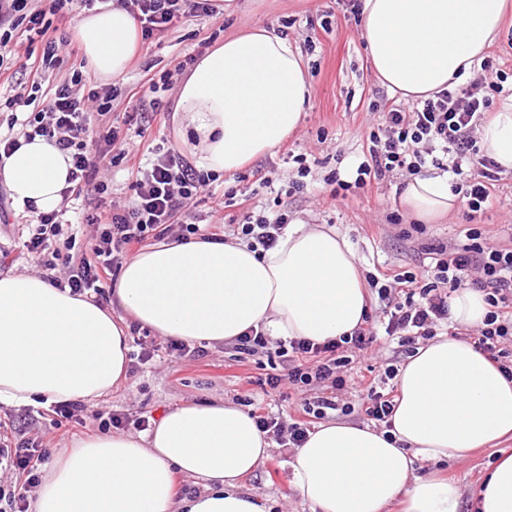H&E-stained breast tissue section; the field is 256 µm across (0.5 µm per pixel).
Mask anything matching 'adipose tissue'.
I'll list each match as a JSON object with an SVG mask.
<instances>
[{
	"instance_id": "adipose-tissue-1",
	"label": "adipose tissue",
	"mask_w": 512,
	"mask_h": 512,
	"mask_svg": "<svg viewBox=\"0 0 512 512\" xmlns=\"http://www.w3.org/2000/svg\"><path fill=\"white\" fill-rule=\"evenodd\" d=\"M512 0H363L360 25L380 83L407 99L473 74L498 39ZM82 53L103 78L123 74L140 33L123 7L84 16ZM310 99L302 55L264 27L226 35L177 86L173 120L200 171L237 172L294 133ZM483 152L512 174V97L477 130ZM70 159L35 139L0 161L17 211L59 208ZM400 204L429 224L456 211L448 172L405 180ZM369 311L361 260L336 229L295 222L277 245L252 251L231 239L170 240L122 266L109 306L32 273L0 275V403L92 402L124 377L131 324L188 343H222L251 329L323 342L350 335ZM482 292L458 289L453 327L481 326ZM390 427L328 421L309 432L290 463L291 487L313 512H459L447 478L416 475L415 460H462L512 434V380L473 344L442 334L418 346L396 376ZM250 414L215 401L184 404L137 435L93 434L62 454L35 491V512H265L240 479L269 456ZM202 490L177 498L176 475ZM477 512H512V455L481 480Z\"/></svg>"
}]
</instances>
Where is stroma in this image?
Here are the masks:
<instances>
[{
  "label": "stroma",
  "mask_w": 512,
  "mask_h": 512,
  "mask_svg": "<svg viewBox=\"0 0 512 512\" xmlns=\"http://www.w3.org/2000/svg\"><path fill=\"white\" fill-rule=\"evenodd\" d=\"M240 9L233 16L190 18L170 30L144 40L139 54L127 71L116 78L94 77L100 94L112 97L110 124L122 126L126 113L138 106V95L149 77L170 73L181 78L180 66L197 56L202 43L223 42L234 31L262 26L276 27L287 34L303 55L311 84V101L300 129L272 153L255 159L242 170L220 176L190 205L189 219L202 224H239L243 215L234 207H223L225 191L254 195L259 206L273 214H287L289 220L330 224L346 235L361 259L363 274L415 270L426 247L463 241L467 229L476 228L489 244L512 246V175L501 176L493 191L491 206L478 213L460 208L453 216L415 228L412 221L399 218V192L402 173H392L381 184L368 190L353 189L333 197L332 174L355 178L357 164L367 151L368 136L381 122L378 110L390 91L373 74L366 41L357 18L347 11L343 0H237ZM303 156L311 173L307 186L295 191V156ZM269 170L271 187L255 183L257 167ZM32 215L13 211L10 192L0 181V245L9 247L11 273L34 272L38 266L23 255L19 225L32 222ZM202 357H186L172 363L155 358L127 375L112 393L89 403V410H117L161 417L168 410L188 403L229 400L248 408L263 403L269 413L287 417L302 399L301 392L281 387L263 391L260 378L281 365L279 357L236 359L230 344H209ZM408 357L405 348L385 336H378L361 352L354 365L363 375L362 386H347L344 401L359 405L368 386H380L387 366H400ZM512 454V436L474 451L463 460L416 461L417 474L440 473L456 480L463 492L461 512H474L473 492L501 453ZM292 452L273 445L269 458L243 480L247 489L258 494L269 512H312L301 504L291 485Z\"/></svg>",
  "instance_id": "35a3bbf8"
}]
</instances>
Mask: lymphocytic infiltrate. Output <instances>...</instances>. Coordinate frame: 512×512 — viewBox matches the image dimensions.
<instances>
[{
  "label": "lymphocytic infiltrate",
  "instance_id": "obj_1",
  "mask_svg": "<svg viewBox=\"0 0 512 512\" xmlns=\"http://www.w3.org/2000/svg\"><path fill=\"white\" fill-rule=\"evenodd\" d=\"M107 2L51 0L45 8L37 0H0V62L12 55L13 34L18 28H25L44 41L41 56L23 64L31 87L13 95L9 104L24 109L25 115L16 135L0 138V155L17 150L21 141L45 138L72 159L73 169L63 194L74 200L88 198L93 192L101 195L108 189L101 175L112 166V150L119 133L112 126L104 134L92 135L90 123L92 115L111 113L112 98L100 95L91 87L90 77L75 70L53 87L42 109H35L34 104L43 75L60 65L61 54L68 45L66 38L53 35L51 16L69 5L90 10ZM128 5L147 37L169 30L182 19L211 18L219 13L215 0H128ZM480 67L496 73L497 80L490 84L489 94L454 86L424 100H386L382 122L369 135L368 154L356 168L355 188L380 183L396 171L414 175L429 164L455 175L468 169L472 178L464 199L470 211H480L499 179L500 167L481 154L474 133L491 106V94L502 93L507 80L505 71L496 70L493 58H484ZM132 173L135 194L127 206L71 216L69 222L94 228L87 250H76V238L65 232L59 213L38 214L23 247L28 257L49 270L55 269L57 260H64L67 272L57 280V287L69 289L74 296L107 303L110 294L105 285L135 246L172 233L187 239L206 231L205 225L182 219L187 204L205 189L208 177L181 154L171 150L157 153L152 162L135 166ZM224 204L242 209L243 223L232 225L231 230L252 248H272L288 226L285 215L272 218L256 212L251 196L231 193ZM465 238L462 244L426 249V261L419 264L417 271L369 279L370 288L376 289L382 304V322L367 320L364 327L336 340L315 343L293 338L279 347L277 352L286 363V371L267 375L265 385L273 390L284 385L300 391L317 387L321 393L304 399L298 420L290 424L276 415L254 410L258 428L276 437L281 446L298 448L306 441L312 421L332 412L352 413V406L338 396L347 384L344 368L355 363L377 332L408 347L433 338L436 326L448 319L450 292L469 285L484 292L490 307L482 326L476 329L475 344L505 378L511 379L512 355L503 344L512 339V248L488 244L475 228L469 229ZM49 412L55 426L65 422L80 426L91 423L101 429L131 426L139 431L152 426L151 416L144 414H88L86 404L80 401L53 404ZM47 457L42 439L20 432L0 434V469L16 477L13 488L0 487V512H28L27 493L39 483L40 468Z\"/></svg>",
  "mask_w": 512,
  "mask_h": 512
}]
</instances>
